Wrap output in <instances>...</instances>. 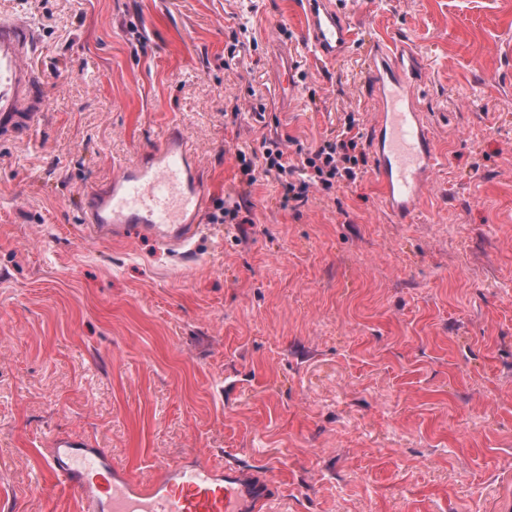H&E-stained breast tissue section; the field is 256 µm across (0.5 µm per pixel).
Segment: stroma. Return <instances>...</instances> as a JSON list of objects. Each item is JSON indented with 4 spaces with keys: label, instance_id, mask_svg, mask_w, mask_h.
Listing matches in <instances>:
<instances>
[{
    "label": "stroma",
    "instance_id": "obj_1",
    "mask_svg": "<svg viewBox=\"0 0 512 512\" xmlns=\"http://www.w3.org/2000/svg\"><path fill=\"white\" fill-rule=\"evenodd\" d=\"M334 64L279 55L304 0H0L38 27L44 108L0 136V512H79L41 477L53 434L150 480L188 460L268 474L277 512L512 506V0H335ZM245 48L225 65L232 39ZM426 79L441 166L410 222L373 173L305 205L238 150L367 132L371 44ZM239 117H232V107ZM178 130L209 187L192 257L82 234L87 193Z\"/></svg>",
    "mask_w": 512,
    "mask_h": 512
}]
</instances>
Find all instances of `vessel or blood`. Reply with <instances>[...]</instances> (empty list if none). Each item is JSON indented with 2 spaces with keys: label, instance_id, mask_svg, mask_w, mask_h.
Instances as JSON below:
<instances>
[{
  "label": "vessel or blood",
  "instance_id": "obj_1",
  "mask_svg": "<svg viewBox=\"0 0 512 512\" xmlns=\"http://www.w3.org/2000/svg\"><path fill=\"white\" fill-rule=\"evenodd\" d=\"M307 15L304 44L323 61L342 59L353 33L334 0H308ZM35 39L29 21L0 16V132L30 130L40 115L43 77L28 63ZM422 78L415 53L395 43L371 53L364 73L378 104L370 129L374 172L385 207L401 220L414 213L440 164L419 102ZM206 204L196 153L173 131L88 193L84 222L94 236L133 233L182 246L202 232ZM42 467L76 493L81 512H267L273 499L266 478L234 462L180 464L144 483L106 449L63 435L49 438Z\"/></svg>",
  "mask_w": 512,
  "mask_h": 512
}]
</instances>
